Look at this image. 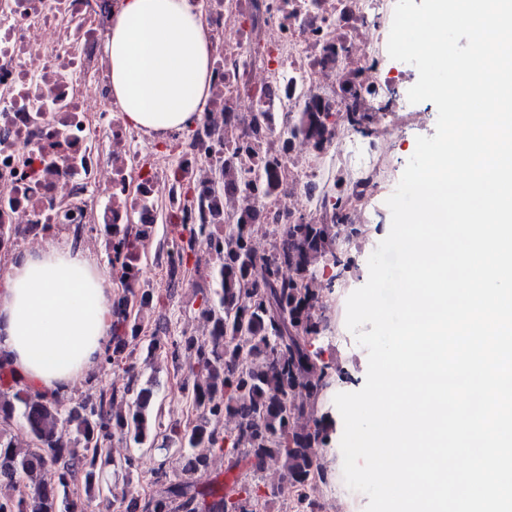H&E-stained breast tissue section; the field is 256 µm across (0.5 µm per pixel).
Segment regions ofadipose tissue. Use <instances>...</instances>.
Masks as SVG:
<instances>
[{"label": "adipose tissue", "instance_id": "obj_1", "mask_svg": "<svg viewBox=\"0 0 512 512\" xmlns=\"http://www.w3.org/2000/svg\"><path fill=\"white\" fill-rule=\"evenodd\" d=\"M103 51L132 126L162 136L200 119L211 54L196 0H124ZM112 299L96 257L70 246L24 251L0 278V365L34 390L68 395L102 364Z\"/></svg>", "mask_w": 512, "mask_h": 512}]
</instances>
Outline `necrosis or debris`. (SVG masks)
<instances>
[{
  "mask_svg": "<svg viewBox=\"0 0 512 512\" xmlns=\"http://www.w3.org/2000/svg\"><path fill=\"white\" fill-rule=\"evenodd\" d=\"M122 0H0V227L22 241L67 232L81 248L108 226L330 222L339 190L349 224L380 197L377 176L425 110L399 96L387 42L396 0H209L210 97L187 131L159 139L127 125L112 100L102 43ZM365 112L360 149L346 123L285 138L306 112ZM274 182L270 200L215 183L239 145Z\"/></svg>",
  "mask_w": 512,
  "mask_h": 512,
  "instance_id": "1",
  "label": "necrosis or debris"
}]
</instances>
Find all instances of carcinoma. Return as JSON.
Returning <instances> with one entry per match:
<instances>
[{
  "instance_id": "carcinoma-1",
  "label": "carcinoma",
  "mask_w": 512,
  "mask_h": 512,
  "mask_svg": "<svg viewBox=\"0 0 512 512\" xmlns=\"http://www.w3.org/2000/svg\"><path fill=\"white\" fill-rule=\"evenodd\" d=\"M326 119L312 112L308 125L294 127L291 135L308 131L321 137ZM345 120L351 129L370 133L367 114L347 112ZM239 178L244 193L271 194V185L258 181L252 167L242 165ZM344 196L337 194L330 224H250L252 214L246 213L224 226L181 225L167 252L170 276L188 270L199 246L215 259L206 270L193 268L200 281V313L211 327L208 341L185 332L176 337L160 329L147 332L143 312L165 304L153 289L135 287L137 261L155 227H113L108 261L122 295L112 306V346L103 364L129 374L128 381L102 389L94 401L64 408L0 370V512H84L79 486L88 494L100 490L98 462L109 456L116 437L139 446L160 439L185 460L186 478L172 482L159 466L154 489L146 495L129 491L125 512H260L259 502H267L269 493L249 484L224 492L220 474H211L217 457L229 471L254 473L274 461L298 500L313 505L311 478L315 473L327 479L319 449L332 429L328 415L318 414L321 393L331 385L328 366L312 348L326 328L320 301L352 268V260L338 252L340 238L367 232L364 224L342 222ZM260 236L280 243L260 255L253 247ZM327 265L335 273L325 280L320 269ZM146 334L148 356L165 355L183 375L179 388L191 407L183 423L163 424L151 389L135 387L127 348ZM214 419L227 422L230 430L222 435L211 430ZM16 420L28 437L25 448L14 447ZM48 464L57 470L50 485L39 478Z\"/></svg>"
}]
</instances>
